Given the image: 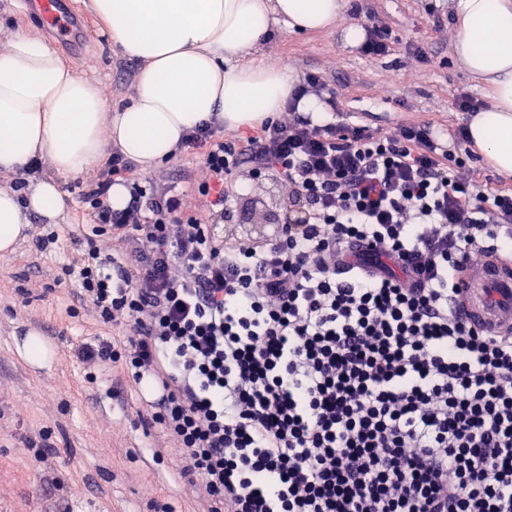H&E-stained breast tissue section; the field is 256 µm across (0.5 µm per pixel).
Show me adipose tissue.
<instances>
[{
    "instance_id": "1",
    "label": "adipose tissue",
    "mask_w": 512,
    "mask_h": 512,
    "mask_svg": "<svg viewBox=\"0 0 512 512\" xmlns=\"http://www.w3.org/2000/svg\"><path fill=\"white\" fill-rule=\"evenodd\" d=\"M123 53L140 64L128 103L109 108L96 82L76 75L54 46L15 32L0 50V170L40 158L61 175L100 163L116 148L150 169L174 157L185 133L217 120L251 128L281 111L298 84L293 70L238 63L275 26L317 33L343 0H92ZM453 54L484 84L490 103L472 114V147L512 176V0H448ZM65 202L55 181L0 188V252L13 250L29 215L55 224Z\"/></svg>"
}]
</instances>
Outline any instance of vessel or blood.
Listing matches in <instances>:
<instances>
[{"instance_id": "vessel-or-blood-1", "label": "vessel or blood", "mask_w": 512, "mask_h": 512, "mask_svg": "<svg viewBox=\"0 0 512 512\" xmlns=\"http://www.w3.org/2000/svg\"><path fill=\"white\" fill-rule=\"evenodd\" d=\"M20 8L60 39H67L80 25L71 0H20ZM459 305L478 330L496 335L512 334V260L486 250L484 260L461 274Z\"/></svg>"}]
</instances>
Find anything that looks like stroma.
Instances as JSON below:
<instances>
[{
    "mask_svg": "<svg viewBox=\"0 0 512 512\" xmlns=\"http://www.w3.org/2000/svg\"><path fill=\"white\" fill-rule=\"evenodd\" d=\"M75 3L87 31L80 46L61 44L57 50L78 75L98 83L111 105L124 104L140 64L113 42L90 0ZM378 20L387 27V55H363L346 41L350 27L368 28ZM454 38L448 0H345L329 30L272 29L251 58L301 77L320 73L336 95V124L384 134L427 124L447 135L456 156L465 157L457 132L469 115L456 110L455 100L485 93L453 60ZM465 159L467 167L491 176V189H512V177L494 173L481 155ZM40 175L56 177L67 216L46 251L27 239L14 253L0 254V512H43L51 494L68 498L73 512H192L190 486L173 477L167 456L154 452L160 431L139 415L138 391L109 395L108 382L73 355L79 344L112 334L73 298L62 273L84 221L79 194L86 175L58 177L48 166ZM234 186L238 200L224 221L226 237H272L276 225H260L259 219L278 208L287 189L271 171L255 180L235 179ZM33 331L51 351L48 366L35 367L20 354ZM49 445L55 455L47 467L39 458Z\"/></svg>",
    "mask_w": 512,
    "mask_h": 512,
    "instance_id": "stroma-1",
    "label": "stroma"
}]
</instances>
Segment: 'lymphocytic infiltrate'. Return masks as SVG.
Masks as SVG:
<instances>
[{
	"instance_id": "1",
	"label": "lymphocytic infiltrate",
	"mask_w": 512,
	"mask_h": 512,
	"mask_svg": "<svg viewBox=\"0 0 512 512\" xmlns=\"http://www.w3.org/2000/svg\"><path fill=\"white\" fill-rule=\"evenodd\" d=\"M325 86L306 74L232 141L213 121L189 132L193 192L134 177L116 151L89 174L86 247L65 272L122 339L75 355L151 391L197 512H512V335L456 307L464 263L512 253V192L449 169L430 126L314 122L299 105L335 107ZM269 168L304 201L301 222L225 241L228 177Z\"/></svg>"
}]
</instances>
